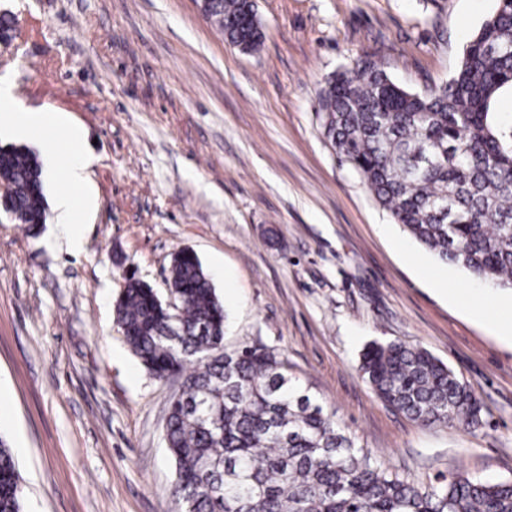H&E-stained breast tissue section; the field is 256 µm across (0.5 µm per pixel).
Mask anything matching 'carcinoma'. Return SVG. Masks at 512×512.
<instances>
[{
	"label": "carcinoma",
	"instance_id": "1",
	"mask_svg": "<svg viewBox=\"0 0 512 512\" xmlns=\"http://www.w3.org/2000/svg\"><path fill=\"white\" fill-rule=\"evenodd\" d=\"M241 50L265 32L252 0H204ZM512 89V3L499 0L444 85H397L357 59L328 78L318 113L340 160L375 201L439 260L512 290V123L492 106ZM0 209L33 229L45 220L41 163L0 147ZM174 307L129 275L115 305L126 342L157 379H182L165 412L171 489L183 512H512V480L458 473L422 488L382 468L266 348L224 352V309L198 257L178 251ZM375 395L425 426L482 425V405L445 363L403 342H372L358 366ZM0 512H22L20 474L0 438Z\"/></svg>",
	"mask_w": 512,
	"mask_h": 512
}]
</instances>
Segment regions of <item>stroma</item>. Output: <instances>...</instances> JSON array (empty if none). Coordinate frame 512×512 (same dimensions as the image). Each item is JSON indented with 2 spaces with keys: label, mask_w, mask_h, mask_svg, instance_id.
Segmentation results:
<instances>
[{
  "label": "stroma",
  "mask_w": 512,
  "mask_h": 512,
  "mask_svg": "<svg viewBox=\"0 0 512 512\" xmlns=\"http://www.w3.org/2000/svg\"><path fill=\"white\" fill-rule=\"evenodd\" d=\"M498 0H256L265 39L242 52L199 0H0L16 29L0 74L85 132L96 206L82 252L54 209L0 218V437L23 512H178L154 378L114 306L133 273L170 302L193 250L224 306V350L264 346L387 470L512 479V346L421 270L511 303L396 224L321 127L325 80L383 58L400 86L445 84ZM429 351L480 399L482 426L426 427L357 369L370 342Z\"/></svg>",
  "instance_id": "1"
}]
</instances>
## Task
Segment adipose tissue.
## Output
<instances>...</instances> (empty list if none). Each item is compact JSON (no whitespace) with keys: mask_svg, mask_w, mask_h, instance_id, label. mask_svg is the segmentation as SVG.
<instances>
[{"mask_svg":"<svg viewBox=\"0 0 512 512\" xmlns=\"http://www.w3.org/2000/svg\"><path fill=\"white\" fill-rule=\"evenodd\" d=\"M48 127L64 131L57 157L63 162L65 172L56 192L54 208L58 222L66 227L70 248L76 250L81 247L84 234L83 225L77 221L76 215L91 203L87 185L92 158L83 150V130L65 123L59 113L29 109L15 95L9 79L0 77V130L16 136L33 137Z\"/></svg>","mask_w":512,"mask_h":512,"instance_id":"adipose-tissue-1","label":"adipose tissue"}]
</instances>
